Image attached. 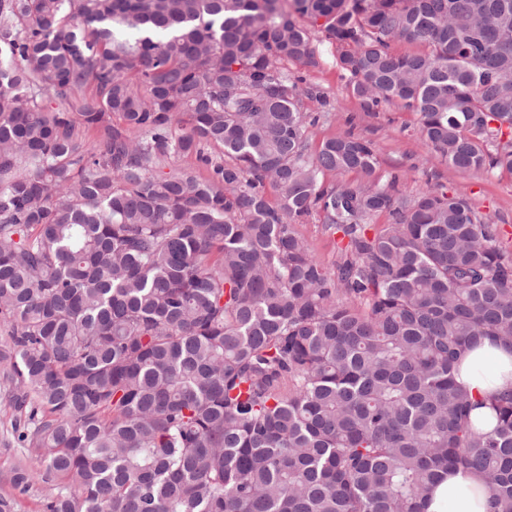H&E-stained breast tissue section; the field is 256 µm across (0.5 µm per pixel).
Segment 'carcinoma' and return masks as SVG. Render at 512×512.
Here are the masks:
<instances>
[{
	"instance_id": "carcinoma-1",
	"label": "carcinoma",
	"mask_w": 512,
	"mask_h": 512,
	"mask_svg": "<svg viewBox=\"0 0 512 512\" xmlns=\"http://www.w3.org/2000/svg\"><path fill=\"white\" fill-rule=\"evenodd\" d=\"M285 2L0 0V384L44 512H423L459 468L512 512V393L484 432L454 380L512 343V253L463 197L326 185L379 156L310 150L286 67L320 65L306 17L353 96L512 173V44L458 40L512 41V0ZM295 228L309 243L315 254L325 263H331L335 259V252L332 240L327 237L322 229L321 217L313 213L303 223L296 224Z\"/></svg>"
}]
</instances>
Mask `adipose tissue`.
<instances>
[{
	"instance_id": "adipose-tissue-1",
	"label": "adipose tissue",
	"mask_w": 512,
	"mask_h": 512,
	"mask_svg": "<svg viewBox=\"0 0 512 512\" xmlns=\"http://www.w3.org/2000/svg\"><path fill=\"white\" fill-rule=\"evenodd\" d=\"M456 380L482 403L476 412L479 427L491 429L495 419L486 403L512 388V347L487 342L470 351L460 362ZM481 489L477 472L449 471L429 493L425 512H477L476 497Z\"/></svg>"
}]
</instances>
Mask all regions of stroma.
I'll list each match as a JSON object with an SVG mask.
<instances>
[{
    "label": "stroma",
    "mask_w": 512,
    "mask_h": 512,
    "mask_svg": "<svg viewBox=\"0 0 512 512\" xmlns=\"http://www.w3.org/2000/svg\"><path fill=\"white\" fill-rule=\"evenodd\" d=\"M318 50L322 56L319 67L288 66L300 87H311L316 92L315 97L301 100L303 111L320 117L309 132L311 146L348 133L372 141L380 158V172L397 174L400 193L412 196L440 185L447 193L466 197L476 212L497 224L501 248L512 252V175L450 169L419 139L414 112L394 103L367 110L348 91L343 73L333 63L331 46L323 41ZM12 416L6 392L0 387V496H15V512H43L46 484H34L20 495L14 494L9 484L11 469L30 460L27 449L3 446L11 437Z\"/></svg>",
    "instance_id": "1"
}]
</instances>
